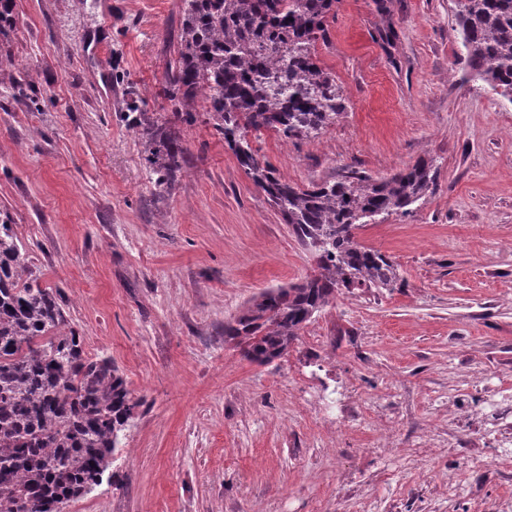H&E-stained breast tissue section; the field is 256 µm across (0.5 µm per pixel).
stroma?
Wrapping results in <instances>:
<instances>
[{
	"mask_svg": "<svg viewBox=\"0 0 512 512\" xmlns=\"http://www.w3.org/2000/svg\"><path fill=\"white\" fill-rule=\"evenodd\" d=\"M340 0L318 59L346 110L301 146L255 139L306 184L435 159L437 190L359 242L404 287L342 291L288 353L224 325L315 260L205 122L164 87L182 0H12L0 21V220L86 355L138 406L102 483L64 512H504L512 474L463 448L484 380L512 387V102L473 78L454 0ZM392 28L382 41L383 28ZM147 99L188 163L156 188L124 114Z\"/></svg>",
	"mask_w": 512,
	"mask_h": 512,
	"instance_id": "1",
	"label": "stroma"
}]
</instances>
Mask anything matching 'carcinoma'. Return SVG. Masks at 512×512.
<instances>
[{
  "instance_id": "1",
  "label": "carcinoma",
  "mask_w": 512,
  "mask_h": 512,
  "mask_svg": "<svg viewBox=\"0 0 512 512\" xmlns=\"http://www.w3.org/2000/svg\"><path fill=\"white\" fill-rule=\"evenodd\" d=\"M183 2L167 99L186 123L197 100L208 103L224 145L316 255L313 275L260 293L224 325L248 359L265 363L286 354L342 289L402 286L398 265L361 246L355 231L411 213L434 194L436 171L423 157L380 180L353 169L308 185L281 179L250 136L314 141L345 111L336 77L316 59L338 0ZM454 17L473 75L512 102V0H470ZM130 111L155 186L171 188L187 163L179 132L137 105ZM39 279L14 225L1 221L0 512H62L99 485L136 407L112 361L87 357L78 332L64 329L62 304Z\"/></svg>"
}]
</instances>
